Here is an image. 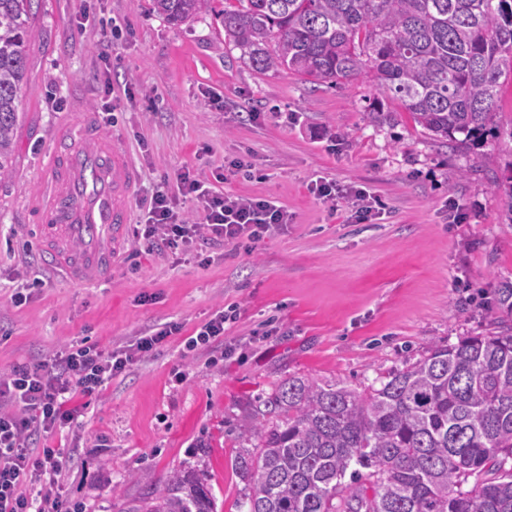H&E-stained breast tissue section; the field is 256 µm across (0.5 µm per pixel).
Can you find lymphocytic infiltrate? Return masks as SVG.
<instances>
[{"instance_id":"lymphocytic-infiltrate-1","label":"lymphocytic infiltrate","mask_w":512,"mask_h":512,"mask_svg":"<svg viewBox=\"0 0 512 512\" xmlns=\"http://www.w3.org/2000/svg\"><path fill=\"white\" fill-rule=\"evenodd\" d=\"M177 180L183 194L194 196L204 223L198 226L174 213L169 186H158L141 227L142 238L151 246L184 249L203 227L225 241H257L289 221L287 210L275 201L219 193L208 181L190 178L185 172ZM181 330L179 323L168 322L113 351L73 345L49 360L19 365L0 376V512H63L55 485L64 458L60 449L49 446L33 453L29 447L32 433L37 429L50 433L70 425L85 410L86 398ZM27 481L43 485L44 496H28L23 489Z\"/></svg>"}]
</instances>
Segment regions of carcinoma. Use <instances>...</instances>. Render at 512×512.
I'll return each mask as SVG.
<instances>
[{"label": "carcinoma", "instance_id": "carcinoma-1", "mask_svg": "<svg viewBox=\"0 0 512 512\" xmlns=\"http://www.w3.org/2000/svg\"><path fill=\"white\" fill-rule=\"evenodd\" d=\"M153 0L170 24L212 13L258 71L341 86L365 75L436 137L503 130L512 0ZM33 0H0V179L12 174ZM494 187L512 222V159ZM497 330L436 344L361 390L291 376L250 413L247 512H512V281ZM350 481H345V477ZM472 487H467L469 479ZM125 512H217L194 470Z\"/></svg>", "mask_w": 512, "mask_h": 512}]
</instances>
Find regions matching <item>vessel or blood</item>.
<instances>
[{"label": "vessel or blood", "mask_w": 512, "mask_h": 512, "mask_svg": "<svg viewBox=\"0 0 512 512\" xmlns=\"http://www.w3.org/2000/svg\"><path fill=\"white\" fill-rule=\"evenodd\" d=\"M86 147L59 134L45 173L51 196L39 226L51 266L72 281L109 272L114 243L130 222L129 194L136 174L126 156L91 117H84Z\"/></svg>", "instance_id": "obj_1"}]
</instances>
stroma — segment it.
<instances>
[{
	"label": "stroma",
	"instance_id": "stroma-1",
	"mask_svg": "<svg viewBox=\"0 0 512 512\" xmlns=\"http://www.w3.org/2000/svg\"><path fill=\"white\" fill-rule=\"evenodd\" d=\"M108 99L116 113L102 111ZM374 106L385 118L371 124ZM18 112L13 173L0 179V371L183 326L72 427L32 436L62 449L58 487L81 512H121L189 468L217 512H239L233 462L259 397L291 376L361 389L435 344L491 331L494 290L512 280V224L474 150L431 136L367 77L332 87L251 68L215 15L174 26L152 0H34ZM84 113L126 148L138 179L111 272L78 286L46 268L37 230L55 137L68 128L83 147ZM244 153L251 176L226 170ZM184 171L223 174L219 191L277 201L290 222L248 246L202 236L176 256L150 252L136 235L144 203ZM320 178L374 193L382 214L355 222L353 199L311 193ZM451 197L461 222L448 220ZM17 288L30 293L20 306ZM229 306L223 343L187 351L184 335Z\"/></svg>",
	"mask_w": 512,
	"mask_h": 512
}]
</instances>
